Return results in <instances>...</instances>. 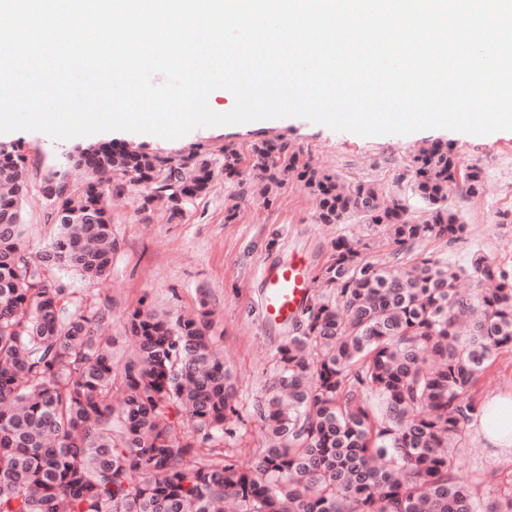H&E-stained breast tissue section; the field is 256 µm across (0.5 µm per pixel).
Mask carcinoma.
<instances>
[{
    "label": "carcinoma",
    "instance_id": "obj_1",
    "mask_svg": "<svg viewBox=\"0 0 512 512\" xmlns=\"http://www.w3.org/2000/svg\"><path fill=\"white\" fill-rule=\"evenodd\" d=\"M223 153L228 177L248 161L273 183L286 171L305 179L320 220L358 215L389 256L368 261V244L334 243L318 273L331 289L308 300L273 355L258 403L264 440L246 465L224 452L235 378L206 299L189 316L128 313L133 349L118 371L103 314L56 275L109 278V197L146 183L140 211L179 220L207 193L209 160L85 147L70 156L82 188H44L65 215L33 256L23 239L26 158L1 148L0 512H224L228 503L233 512H512V473L481 497L449 454L480 416V382L512 351V270L483 256L467 268L431 255L391 266L426 238L467 233L446 204L448 185L470 196L480 171L421 151L414 191L428 208L416 221L382 188L345 190L285 142ZM463 276L480 292L460 289Z\"/></svg>",
    "mask_w": 512,
    "mask_h": 512
}]
</instances>
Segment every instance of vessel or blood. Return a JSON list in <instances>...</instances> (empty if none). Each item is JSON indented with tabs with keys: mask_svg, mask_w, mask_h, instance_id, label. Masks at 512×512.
<instances>
[{
	"mask_svg": "<svg viewBox=\"0 0 512 512\" xmlns=\"http://www.w3.org/2000/svg\"><path fill=\"white\" fill-rule=\"evenodd\" d=\"M260 280L261 308L269 323L284 324L295 319L314 288L307 262L300 256L267 263L261 269Z\"/></svg>",
	"mask_w": 512,
	"mask_h": 512,
	"instance_id": "b4317fda",
	"label": "vessel or blood"
}]
</instances>
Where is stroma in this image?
<instances>
[{"mask_svg": "<svg viewBox=\"0 0 512 512\" xmlns=\"http://www.w3.org/2000/svg\"><path fill=\"white\" fill-rule=\"evenodd\" d=\"M285 142L303 152L311 167L339 177L350 185L374 183L388 197L401 199L413 218H421L423 201L414 193V156L420 149L452 151L462 168L481 170L483 186L472 197L449 193L448 206L461 212L467 233L460 239H427L415 245L418 253H435L456 265L484 255L500 267H512V131L473 135L446 129L410 134L361 136L336 131L302 117H283L244 123L199 127L168 140L127 131L55 139L39 131L0 133V147L18 150L29 169V189L23 204L24 241L38 252L56 233L55 205L44 194L47 179L58 177L76 187L80 181L68 157L77 148L114 143L156 153L209 152L216 173L206 196L198 199L181 220L172 222L159 211H140L147 185L133 186L112 197V236L117 249L112 273L91 287L79 277L71 282L87 303L106 315L116 344L115 365L127 356L124 323L129 312L148 307L177 315L193 310L200 289H207L215 330L224 359L236 378L239 414L231 424V448L250 462L262 440L255 404L272 377V356L286 330L269 326L261 314L259 275L267 262L303 255L311 270L323 266L337 239L366 238L358 217L326 224L318 217L314 196L295 174L283 176L280 186L265 189L257 171L242 165L238 176L221 172L225 145L250 154L262 141ZM456 468L469 483H486L492 472L512 470L501 450L481 447L474 430H467Z\"/></svg>", "mask_w": 512, "mask_h": 512, "instance_id": "1", "label": "stroma"}]
</instances>
